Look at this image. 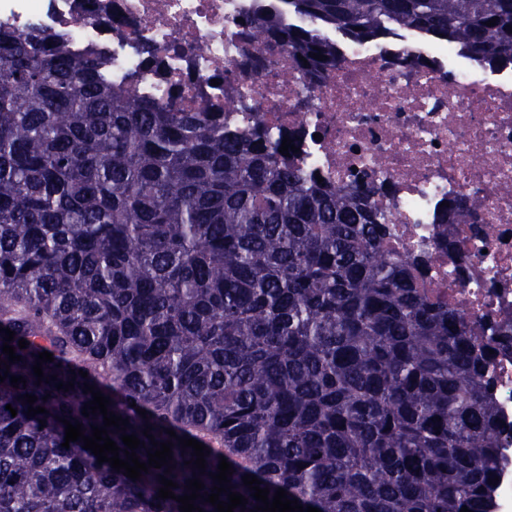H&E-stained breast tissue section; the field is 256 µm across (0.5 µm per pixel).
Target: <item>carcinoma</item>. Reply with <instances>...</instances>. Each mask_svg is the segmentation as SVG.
Here are the masks:
<instances>
[{
    "label": "carcinoma",
    "instance_id": "obj_1",
    "mask_svg": "<svg viewBox=\"0 0 512 512\" xmlns=\"http://www.w3.org/2000/svg\"><path fill=\"white\" fill-rule=\"evenodd\" d=\"M288 13L512 67V0H255L253 41L326 73L338 43ZM101 66L0 26V347L8 327L21 356L7 369L0 352V375L27 380L0 383V512H180L158 492L164 475L187 493L196 456L181 438L210 450L204 512H217L203 497L222 456L248 501L233 512L258 505L246 474L321 512H497L490 480L512 458L486 385L495 346L382 250L370 190L318 183L260 129H224L222 112L133 101ZM43 351L44 376L73 389L36 384ZM86 382L145 443L139 461L147 425L174 444L170 474L134 481L81 439L62 447L59 419L86 436L103 425L82 415ZM25 394L47 413L27 416Z\"/></svg>",
    "mask_w": 512,
    "mask_h": 512
}]
</instances>
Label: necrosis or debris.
<instances>
[{"label":"necrosis or debris","mask_w":512,"mask_h":512,"mask_svg":"<svg viewBox=\"0 0 512 512\" xmlns=\"http://www.w3.org/2000/svg\"><path fill=\"white\" fill-rule=\"evenodd\" d=\"M253 0H0V24L59 35L137 98L223 113L244 135L292 140L295 166L332 187L371 182L388 248L427 292L496 340L490 393L512 451V76H489L415 35L345 42L324 74L260 53L239 19ZM479 205L443 223L446 203Z\"/></svg>","instance_id":"obj_1"}]
</instances>
